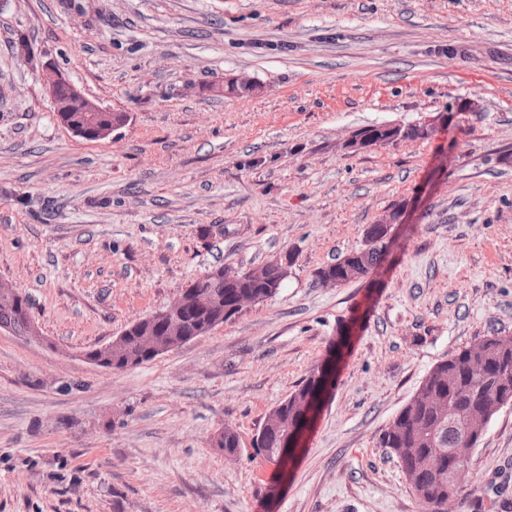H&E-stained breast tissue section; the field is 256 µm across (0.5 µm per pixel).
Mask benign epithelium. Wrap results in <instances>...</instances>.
<instances>
[{
    "label": "benign epithelium",
    "instance_id": "7a95c632",
    "mask_svg": "<svg viewBox=\"0 0 512 512\" xmlns=\"http://www.w3.org/2000/svg\"><path fill=\"white\" fill-rule=\"evenodd\" d=\"M45 80L54 112H79L82 114L84 121L80 125L62 121V124L72 134H89L101 140L112 133L111 128H102L98 125V113L106 111V108L87 99L62 73L50 70L46 74ZM441 121L442 116L436 115L422 123L407 127L376 126L351 137L345 144V148L359 150L376 146L384 143L387 138L394 142L405 139H427L434 135ZM191 307H203L209 310V315L204 322L197 324L193 332L189 333L184 328L183 313ZM160 315L168 320L167 335L159 337L147 332L140 337L144 349L158 356L207 334L217 326L224 319V299L217 295L197 293L192 289H187L167 305ZM305 432L306 429L303 428L297 432L292 431L289 436L285 437L279 452L282 462L290 460L295 450L301 447Z\"/></svg>",
    "mask_w": 512,
    "mask_h": 512
}]
</instances>
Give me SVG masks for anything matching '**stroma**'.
Here are the masks:
<instances>
[{"instance_id":"obj_1","label":"stroma","mask_w":512,"mask_h":512,"mask_svg":"<svg viewBox=\"0 0 512 512\" xmlns=\"http://www.w3.org/2000/svg\"><path fill=\"white\" fill-rule=\"evenodd\" d=\"M49 68L125 124L73 135ZM242 76L259 93H228ZM468 99L430 139L344 147ZM396 209L383 266L322 285ZM285 255L206 335L86 359L211 269ZM0 280L40 334L0 332V512H424L378 437L436 363L512 336V0H0ZM337 345L298 459L257 454ZM454 512H512V404Z\"/></svg>"}]
</instances>
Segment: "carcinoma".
<instances>
[{"instance_id": "1", "label": "carcinoma", "mask_w": 512, "mask_h": 512, "mask_svg": "<svg viewBox=\"0 0 512 512\" xmlns=\"http://www.w3.org/2000/svg\"><path fill=\"white\" fill-rule=\"evenodd\" d=\"M386 248L382 236L378 234L366 239L364 248L360 249L363 264L357 272L347 271L353 259L351 255L327 266V269L347 283L379 268ZM217 271L219 268H213L196 279L195 284L226 300L234 298L240 291H255L267 299L275 295L269 288L255 287L244 271L238 273L236 287L226 288L223 282L213 278ZM30 308L31 302L26 295L22 296L17 308L0 304V327L6 326L15 333L31 335L33 321ZM146 325L148 321L143 318L126 329L128 355L138 359L141 364L151 360L137 342V330ZM473 360L485 363L486 373L481 379H474L467 373V366ZM324 383L325 371L319 365L294 392L268 412L265 423L271 429L262 436H256L254 447L257 452L270 461H278L280 431L301 426L309 397L320 391ZM437 397L448 399V415H441L434 405ZM511 403L512 336H501L495 332L474 347L463 346L437 363L409 402L381 433L380 447L388 449L403 471L417 480L419 487L413 492L426 508L431 512H447L448 494L459 493V486L451 480V472L460 465H468V460H457L445 452L434 469L429 460L431 449L456 448L467 436L481 439L484 424ZM219 448L229 454L238 453L237 433L230 428L224 429Z\"/></svg>"}]
</instances>
